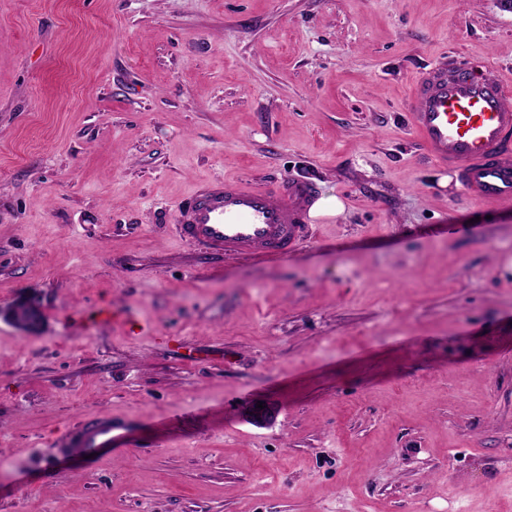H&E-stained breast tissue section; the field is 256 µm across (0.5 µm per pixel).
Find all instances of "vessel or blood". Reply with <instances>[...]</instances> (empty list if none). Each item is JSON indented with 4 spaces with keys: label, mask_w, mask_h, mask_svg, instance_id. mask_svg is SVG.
Segmentation results:
<instances>
[{
    "label": "vessel or blood",
    "mask_w": 512,
    "mask_h": 512,
    "mask_svg": "<svg viewBox=\"0 0 512 512\" xmlns=\"http://www.w3.org/2000/svg\"><path fill=\"white\" fill-rule=\"evenodd\" d=\"M408 120L435 162L456 174L475 203L512 206V92L497 67L464 59L435 61L410 89ZM318 190L284 178L266 188L215 180L176 208L180 235L227 257L283 259L305 242ZM106 416L67 433L65 445L96 455L124 435Z\"/></svg>",
    "instance_id": "vessel-or-blood-1"
}]
</instances>
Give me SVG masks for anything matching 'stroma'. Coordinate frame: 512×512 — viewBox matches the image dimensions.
Instances as JSON below:
<instances>
[{"mask_svg": "<svg viewBox=\"0 0 512 512\" xmlns=\"http://www.w3.org/2000/svg\"><path fill=\"white\" fill-rule=\"evenodd\" d=\"M446 55L512 86V13L0 0V512H512V207L405 120ZM285 177L343 204L288 258L179 237L200 186ZM125 431V425L112 419V415H108L82 426L75 432L65 434L64 444L74 446L88 456H97L102 448H112V444L122 437Z\"/></svg>", "mask_w": 512, "mask_h": 512, "instance_id": "1", "label": "stroma"}]
</instances>
